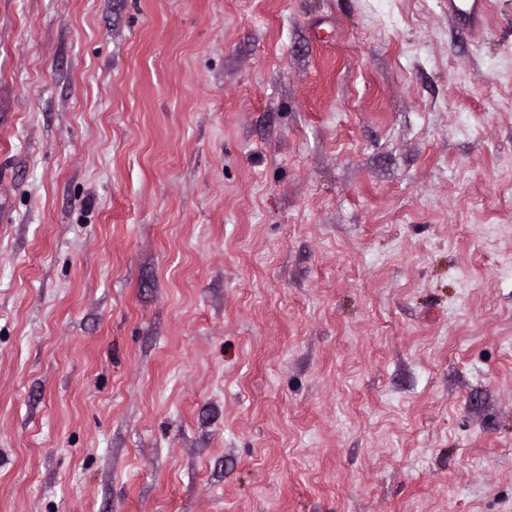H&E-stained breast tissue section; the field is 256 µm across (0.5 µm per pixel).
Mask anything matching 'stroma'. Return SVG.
<instances>
[{
  "label": "stroma",
  "instance_id": "stroma-1",
  "mask_svg": "<svg viewBox=\"0 0 512 512\" xmlns=\"http://www.w3.org/2000/svg\"><path fill=\"white\" fill-rule=\"evenodd\" d=\"M0 512H512V0H0ZM489 0H448V16L458 17L473 29L484 26L489 13Z\"/></svg>",
  "mask_w": 512,
  "mask_h": 512
}]
</instances>
